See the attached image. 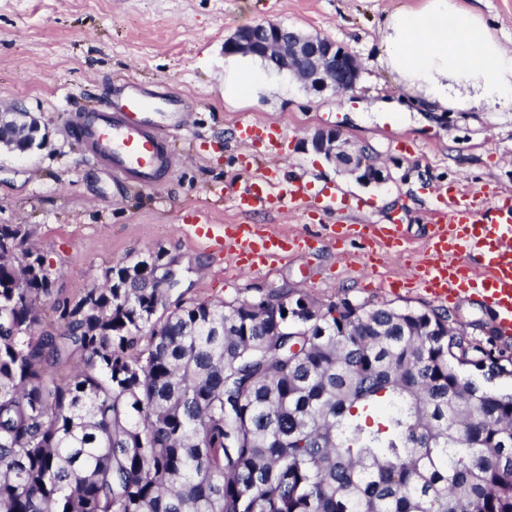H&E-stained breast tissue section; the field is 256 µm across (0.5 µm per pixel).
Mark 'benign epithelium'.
I'll return each mask as SVG.
<instances>
[{
  "mask_svg": "<svg viewBox=\"0 0 512 512\" xmlns=\"http://www.w3.org/2000/svg\"><path fill=\"white\" fill-rule=\"evenodd\" d=\"M224 54L260 56L280 71H288L311 90L347 93L360 77L356 57L334 41L289 29L280 24H257L237 29L224 40ZM41 121L25 109L0 108V151L25 153L47 142ZM304 146L333 161L364 185L381 186L392 179L387 167L364 158L362 148L342 139L335 128L317 130Z\"/></svg>",
  "mask_w": 512,
  "mask_h": 512,
  "instance_id": "7a95c632",
  "label": "benign epithelium"
}]
</instances>
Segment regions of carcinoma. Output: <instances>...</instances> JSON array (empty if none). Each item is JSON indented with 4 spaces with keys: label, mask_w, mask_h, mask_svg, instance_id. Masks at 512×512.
Instances as JSON below:
<instances>
[{
    "label": "carcinoma",
    "mask_w": 512,
    "mask_h": 512,
    "mask_svg": "<svg viewBox=\"0 0 512 512\" xmlns=\"http://www.w3.org/2000/svg\"><path fill=\"white\" fill-rule=\"evenodd\" d=\"M30 236L0 224V512H512V395L477 381L512 355L448 312L168 309L137 258L60 300Z\"/></svg>",
    "instance_id": "obj_1"
}]
</instances>
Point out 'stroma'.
I'll use <instances>...</instances> for the list:
<instances>
[{"mask_svg": "<svg viewBox=\"0 0 512 512\" xmlns=\"http://www.w3.org/2000/svg\"><path fill=\"white\" fill-rule=\"evenodd\" d=\"M421 0H0V106L18 105L49 132L42 148L0 154V224H25L58 276L59 298L74 299L103 271L132 254L162 251L183 274L185 299H247L287 287L327 302L347 296L369 306L435 308L420 288H381L423 257L439 186L458 181L487 195L512 194V112H437L413 98L386 67L381 28L387 14ZM277 23L335 41L361 73L353 91L317 93L288 72L270 71L249 99L224 96V40L238 28ZM127 77L185 99L177 162L162 181L128 184L92 163L75 135L81 111L106 80ZM260 121L282 131L276 147L243 144L236 124ZM335 128L369 147L393 180L365 186L303 143ZM278 171L313 191L335 193L362 210L242 214L230 204L246 184L240 166ZM222 227L263 224L303 238L302 247L263 271L218 257L183 231L191 213ZM399 221L407 251L366 267L358 240L333 245L331 224ZM470 338L512 353V335L477 297L448 303Z\"/></svg>", "mask_w": 512, "mask_h": 512, "instance_id": "stroma-1", "label": "stroma"}]
</instances>
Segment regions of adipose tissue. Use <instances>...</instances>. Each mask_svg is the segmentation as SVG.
<instances>
[{"label": "adipose tissue", "mask_w": 512, "mask_h": 512, "mask_svg": "<svg viewBox=\"0 0 512 512\" xmlns=\"http://www.w3.org/2000/svg\"><path fill=\"white\" fill-rule=\"evenodd\" d=\"M382 49L386 66L433 109L512 110V48L456 0L387 15Z\"/></svg>", "instance_id": "adipose-tissue-1"}]
</instances>
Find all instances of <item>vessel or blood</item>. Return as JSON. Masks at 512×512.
I'll return each mask as SVG.
<instances>
[{
	"label": "vessel or blood",
	"instance_id": "1",
	"mask_svg": "<svg viewBox=\"0 0 512 512\" xmlns=\"http://www.w3.org/2000/svg\"><path fill=\"white\" fill-rule=\"evenodd\" d=\"M183 100L166 95L131 90L117 101L81 115L77 133L86 144L92 162L111 169L121 182L157 181L174 165V155L162 138V131H180ZM278 128L250 121L238 123L236 137L249 143L275 142ZM448 202L436 209L425 257L405 280L406 287L421 288L438 301L471 294L481 297L496 313L501 333L512 332V198H499L494 219H487L478 199L480 190L463 191L448 187ZM345 208V198H324L309 185L295 181L289 186L268 177L266 171L250 176L247 187L235 196L236 210L256 212L273 204L288 203L302 210L316 209L323 201ZM196 239L211 243L213 249L244 257L254 267H273L288 252L297 249L296 239L264 230L257 224H228L214 234L210 224L192 219L187 226ZM332 239L358 237L379 250L403 244L399 224H343L331 230Z\"/></svg>",
	"mask_w": 512,
	"mask_h": 512
}]
</instances>
